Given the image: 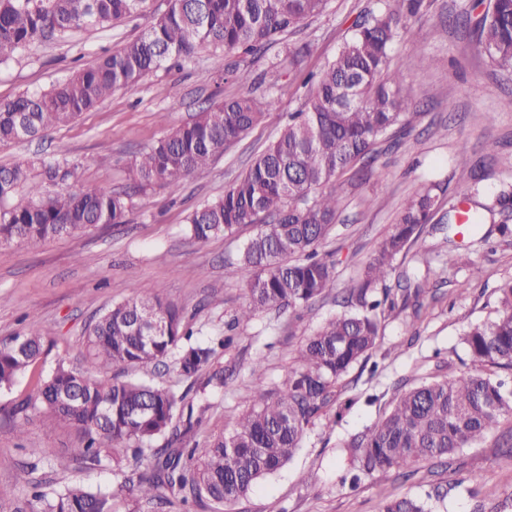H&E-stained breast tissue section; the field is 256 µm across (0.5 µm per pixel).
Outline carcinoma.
<instances>
[{"label": "carcinoma", "instance_id": "carcinoma-1", "mask_svg": "<svg viewBox=\"0 0 512 512\" xmlns=\"http://www.w3.org/2000/svg\"><path fill=\"white\" fill-rule=\"evenodd\" d=\"M150 2L0 0V66L36 43L144 15ZM326 5L327 0H168V10L139 38L95 65L48 92L0 100V144L67 124L113 92L137 89L168 61L207 48L263 53L277 36L321 14ZM400 22V14L388 12L356 23L325 69L305 78L309 95L300 111L288 113L280 135L222 196L188 216L187 233L197 242L231 235L244 224L260 225L240 254L239 267L254 274L234 323H247L260 312L309 307L336 288L334 264L316 252L336 220V191L324 187L346 174L371 175L375 146L407 126L412 97L400 77L387 72ZM477 30L481 52L500 70L512 72V0H492ZM272 105L271 98L250 90L201 109L141 154L136 177L143 184L172 181L207 167ZM76 176L77 166L67 162L43 163L42 178L35 182L25 164L0 167V243H38L125 223L130 194L105 187L64 188ZM438 190L437 184L425 186L407 203L357 286L349 289L351 310L306 339L299 363L281 388H267L263 362L253 363L250 408L206 447L189 446L187 434L211 408L209 397L224 391L226 375L218 359L233 337L193 340L181 310L155 289L112 304L90 322L80 364L60 362L38 378L34 396L13 412V429L25 432L31 407L72 425L81 434V446L72 450L71 460L87 468L112 463L140 502L161 505L171 496L184 506L239 502L291 460L343 376L377 348L379 314L395 306L389 289L378 286L395 270L398 257L420 240L438 209ZM498 291L497 316L463 333L469 370L401 391L372 426L342 443L349 453L351 486L366 474L404 470L477 445L502 421L512 422V387L491 372L512 371V281ZM52 343L49 332L37 329L0 344V390L11 388ZM171 355L179 374L196 386L197 400L152 380L97 376L111 368L162 363ZM30 455L36 462L18 468V479L32 489L30 498L10 510L0 505V512H116L110 488L34 481L37 463L48 452L32 448ZM484 495L495 500L491 512L512 509V492L504 496L489 487ZM443 507L445 497L428 493L387 500L381 512H440Z\"/></svg>", "mask_w": 512, "mask_h": 512}]
</instances>
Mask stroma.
I'll return each instance as SVG.
<instances>
[{"instance_id": "obj_1", "label": "stroma", "mask_w": 512, "mask_h": 512, "mask_svg": "<svg viewBox=\"0 0 512 512\" xmlns=\"http://www.w3.org/2000/svg\"><path fill=\"white\" fill-rule=\"evenodd\" d=\"M489 3L423 0L418 13L403 14L389 67L409 86L414 113L407 132L395 145L384 146L374 174L338 191L336 224L317 247L319 256L335 265L336 290L309 309L262 313L234 324L235 311L246 299L247 276L232 274L229 265L258 227L244 225L234 235L197 243L185 233V218L222 195L280 134L288 113L304 102L303 78L333 59L353 23L368 12L399 10L400 0H329L321 15L287 37V44L313 47L298 63H290L276 45L241 61L240 79L218 84L205 76L217 59L204 51L166 63L138 89L114 92L73 123L31 141L0 145L2 167L24 161L37 174L42 163L63 157L77 165L80 187L122 192L133 185V164L143 149L167 128L190 121L202 106L243 91L247 80L274 101L259 125L205 169L145 186L134 196L126 223L37 244L0 246V340L29 331L34 317L54 340L47 355L11 389L0 390V502L24 497L17 468L27 461L29 449L44 448L51 458L40 463L36 478L111 487L118 512L134 506L135 492L120 487L110 464L59 466V457L77 444L74 427L46 421L39 410L25 434H17L8 421L12 409L31 395L38 375L49 374L58 362L81 358L86 326L112 303L155 288L182 309L197 338L232 330L235 341L221 359L229 373L224 396L195 430V441L205 444L211 435L231 430L250 407L256 358L265 362L267 387L282 386L305 339L343 313L346 289L407 201L430 182L445 187L442 206L386 282L396 306L381 318L377 349L367 364L355 365L341 380L337 397L306 429L293 459L231 510L380 512L385 498L437 487L450 492L448 512H474L484 488L512 491V455L498 446L508 431L504 425L451 457L424 460L400 473L375 472L354 489L340 482L346 466L340 442L371 426L398 389L464 371L463 330L496 316L497 290L512 279V236L499 233L501 215L486 214L477 235L448 234L450 210L493 204L500 189L512 185V74L492 65L478 46L476 21ZM167 7L168 0H153L149 14L34 45L0 67V99L52 89L139 37ZM488 112L493 115L489 122L484 119ZM452 247L459 260L451 267L446 259ZM420 285L425 292L418 296L414 290ZM305 473L311 476L306 483L301 480Z\"/></svg>"}]
</instances>
